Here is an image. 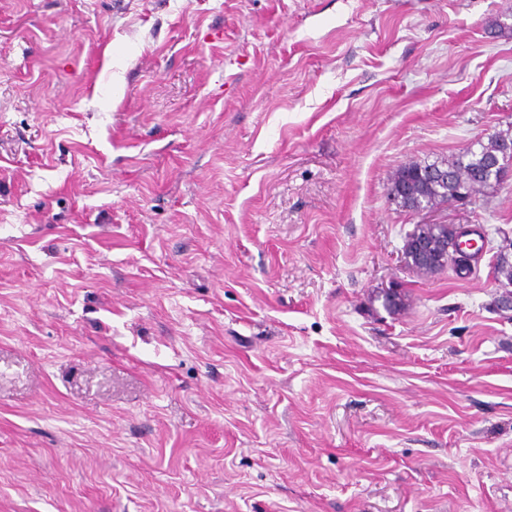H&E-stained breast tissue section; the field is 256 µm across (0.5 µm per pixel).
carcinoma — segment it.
I'll use <instances>...</instances> for the list:
<instances>
[{"label": "carcinoma", "instance_id": "obj_1", "mask_svg": "<svg viewBox=\"0 0 512 512\" xmlns=\"http://www.w3.org/2000/svg\"><path fill=\"white\" fill-rule=\"evenodd\" d=\"M512 148V138L495 134L487 143H478V149H467L455 158L433 163L411 162L400 166L391 179L390 195L399 206L407 204L420 210L433 209L455 199L463 191L478 192L498 182V172L489 170V161ZM453 236V231L438 224L417 226L407 236L403 259L417 271L432 274L446 266L434 259L431 263L417 260L410 250L415 239H427L439 249Z\"/></svg>", "mask_w": 512, "mask_h": 512}]
</instances>
